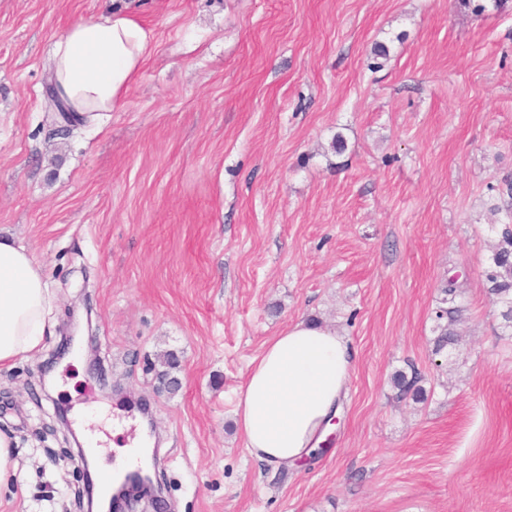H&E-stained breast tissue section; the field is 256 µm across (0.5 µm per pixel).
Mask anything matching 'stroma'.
<instances>
[{"label":"stroma","mask_w":512,"mask_h":512,"mask_svg":"<svg viewBox=\"0 0 512 512\" xmlns=\"http://www.w3.org/2000/svg\"><path fill=\"white\" fill-rule=\"evenodd\" d=\"M116 10L154 33L142 74L60 131L49 49ZM511 181L512 0H0V237L55 295L41 351L0 371L24 476L0 512H78L56 409L119 468L147 434L112 425L132 400L163 493L131 512H512V328L485 278ZM75 319L84 350L59 356ZM300 321L357 359L324 454L276 472L234 409Z\"/></svg>","instance_id":"1"}]
</instances>
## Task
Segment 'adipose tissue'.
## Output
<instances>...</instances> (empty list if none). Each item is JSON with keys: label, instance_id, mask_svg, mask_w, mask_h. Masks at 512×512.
Here are the masks:
<instances>
[{"label": "adipose tissue", "instance_id": "obj_1", "mask_svg": "<svg viewBox=\"0 0 512 512\" xmlns=\"http://www.w3.org/2000/svg\"><path fill=\"white\" fill-rule=\"evenodd\" d=\"M153 32L115 12L71 22L50 51V83L85 123L117 108L139 78ZM54 296L24 246L0 239V369L39 350ZM356 352L336 328L297 322L249 364L235 423L248 455L270 468L295 464L321 441L346 394Z\"/></svg>", "mask_w": 512, "mask_h": 512}]
</instances>
